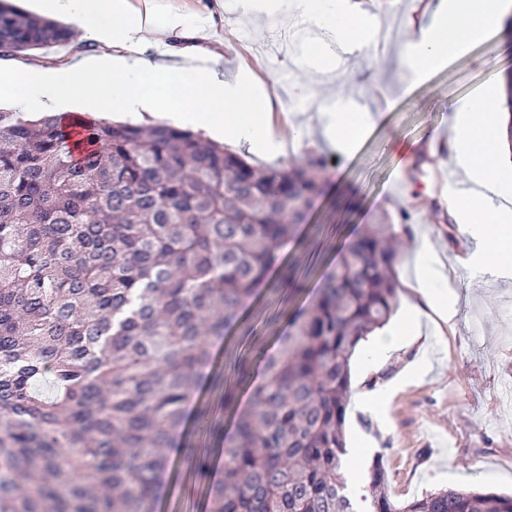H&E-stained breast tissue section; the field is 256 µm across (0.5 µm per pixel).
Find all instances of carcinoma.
<instances>
[{
    "mask_svg": "<svg viewBox=\"0 0 512 512\" xmlns=\"http://www.w3.org/2000/svg\"><path fill=\"white\" fill-rule=\"evenodd\" d=\"M71 29L0 0V59L70 43ZM329 160L282 170L168 125L0 109V512H155L172 448L209 480L206 512H353L344 473L350 360L397 307L410 243L366 224L261 352L267 383L236 415L221 471L177 443L216 345L276 272ZM375 512H512L458 489Z\"/></svg>",
    "mask_w": 512,
    "mask_h": 512,
    "instance_id": "cac0c4a2",
    "label": "carcinoma"
}]
</instances>
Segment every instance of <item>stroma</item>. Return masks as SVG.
Segmentation results:
<instances>
[{"label":"stroma","mask_w":512,"mask_h":512,"mask_svg":"<svg viewBox=\"0 0 512 512\" xmlns=\"http://www.w3.org/2000/svg\"><path fill=\"white\" fill-rule=\"evenodd\" d=\"M160 18L177 17L173 39H204L225 73L251 68L262 78H276L280 104L288 100V83L295 75L292 58L305 51L306 26L286 20L339 9V0H274L271 7L284 25L266 28L267 10L243 12L239 0H153ZM512 72V47L498 40L478 44L448 67L434 72L414 92L397 96L395 106L354 152L307 137L302 149L328 154L331 177L355 190L356 206L342 202L339 193L319 198L281 261L294 274L300 290L284 295L271 285L250 303L240 329L217 351L214 374L223 385L199 394V408H212L217 419L230 422V410H219L223 386L232 382L230 357L253 360L255 351L273 350L287 330L288 317L313 297L323 274L356 228L372 223L380 213L410 214L412 240L428 239L440 264L433 286L448 292L453 314L448 326L422 328L423 342L382 357L360 349L351 363L352 376L362 377L364 390L377 394L378 404L363 409L349 404L345 433L357 475L370 479L374 461H381L386 491L403 504L439 489H465L512 494V402L502 396L512 382V284L475 266L457 280L458 260L472 244L460 227L430 222L416 200H438L446 175L456 166L448 155V104L479 99L481 89L501 73ZM286 149L276 156L257 155L239 148V155L256 166H282L297 156L290 134ZM393 140L431 143L428 163L417 174L400 170L390 152ZM169 494L160 512H200L202 484L186 463L173 459Z\"/></svg>","instance_id":"obj_1"}]
</instances>
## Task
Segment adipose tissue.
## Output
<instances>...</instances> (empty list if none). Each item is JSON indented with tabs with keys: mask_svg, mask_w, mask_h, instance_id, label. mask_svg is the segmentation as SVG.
<instances>
[{
	"mask_svg": "<svg viewBox=\"0 0 512 512\" xmlns=\"http://www.w3.org/2000/svg\"><path fill=\"white\" fill-rule=\"evenodd\" d=\"M41 6L64 16L107 50L63 69L0 63V100H37L56 113L90 112L101 118L146 113L251 150L275 145L277 135L268 120L270 84L243 71L221 78L203 43L167 48L175 20H159L149 7L131 10L128 0H42ZM406 16L412 37L395 49L380 16L361 9L357 0L341 14L313 16L321 33L313 44L318 63L333 61L330 43L344 46L345 69L359 95L372 103L366 112L330 115L321 131L324 139L356 148L396 96L411 93L434 71L506 31L512 0H409ZM149 43L163 47L165 59L143 58L142 48ZM448 109L455 114L453 159L471 184L464 195L448 197L449 216L474 241L471 257L460 265L467 270L477 260L498 267L512 260V189L500 179V160L512 147L507 143L512 114L495 107L479 113L460 101ZM405 288L403 318L372 336L371 352L386 354L413 343L423 323H447L448 303L434 293L424 273Z\"/></svg>",
	"mask_w": 512,
	"mask_h": 512,
	"instance_id": "adipose-tissue-1",
	"label": "adipose tissue"
}]
</instances>
